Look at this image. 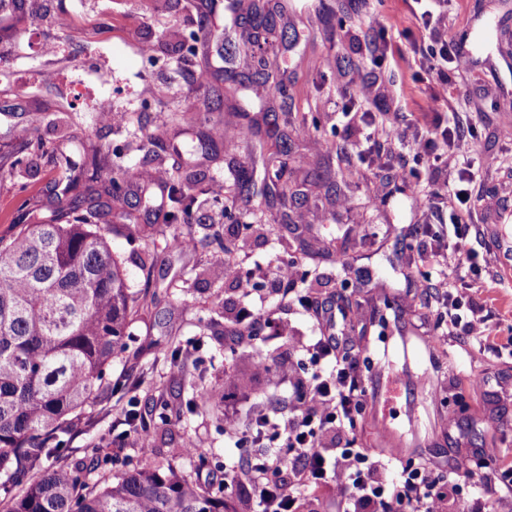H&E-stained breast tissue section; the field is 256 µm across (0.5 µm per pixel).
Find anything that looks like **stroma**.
Here are the masks:
<instances>
[{
	"mask_svg": "<svg viewBox=\"0 0 512 512\" xmlns=\"http://www.w3.org/2000/svg\"><path fill=\"white\" fill-rule=\"evenodd\" d=\"M281 2L277 26L287 30L288 41L276 43L271 65L287 73L288 98L273 110L294 144L296 176L323 177L292 217L295 224L315 225L340 247L349 265L344 275L335 263L312 259L298 235L277 222L275 206L237 187L239 169L256 168L257 148L239 134L241 120L224 99V73L242 80L251 75L249 56L237 50L236 22L250 0H30L25 9L0 15V237L17 232L22 198L45 196L53 179L48 156L25 147L36 138L55 148L86 139L105 154L119 153L125 164L165 174L183 163L194 131L223 129L221 167L192 168L189 185L195 196L221 198L238 216L232 222L209 207L195 208L185 232L194 248L171 253L153 252L137 232L105 221L102 233L139 299L140 316L108 370L112 392L90 409L93 425L74 427L50 465L89 463L101 448L111 454L113 469L143 466L135 436L114 429L133 397L144 424L158 432L157 459L221 490L230 512H253L246 485H224L225 470L243 468L254 454L225 435L224 416L247 421L273 409L287 415L294 378L305 373L300 347L325 328L268 290L241 295L212 262L221 241L231 244L238 266L248 271L294 258L297 288L319 300L364 298L350 343L359 356L378 360L381 374L397 379L399 393L394 414L363 418L358 447L376 454L398 442L406 457L442 471L476 452L512 460V402L495 398L496 391H512V351L484 353L464 336L427 350L422 336L431 310L407 305L430 274L418 258L430 241L423 228L447 223L448 214H426L403 182L361 153L367 130L350 118L354 112H382L396 125L430 128L447 121L435 77L402 59L441 40L472 44L470 65L449 77L461 96L463 126L478 130L463 136L460 152L497 159L474 191L472 221L477 227L490 223L502 202L512 200V145L501 132L512 120V0H448L447 14L427 27L416 15L415 0ZM62 9L76 17L74 30L56 27ZM195 35L201 57L179 53L180 44ZM368 35L383 37L387 45L381 64L360 49ZM46 42L55 44L54 53L42 51ZM202 72L203 89L196 82ZM357 75L362 86L346 91V78ZM78 84L88 96L82 107L71 100ZM131 112L140 113L143 125L135 139L124 121ZM311 116L318 117L319 129L302 134ZM19 153L25 162L16 167L12 161ZM352 224L376 226L378 233L351 236ZM469 244L495 282L476 295L487 314V332L495 342L506 341L512 336V279L500 273L484 233H471ZM260 307L286 319L289 331L264 338L251 358L238 347L249 323L237 315ZM258 357L272 362L271 372L256 370ZM130 376L139 381L131 392L123 384ZM195 388L223 389L231 398L196 409L190 403ZM190 440L205 448V456L185 453Z\"/></svg>",
	"mask_w": 512,
	"mask_h": 512,
	"instance_id": "stroma-1",
	"label": "stroma"
}]
</instances>
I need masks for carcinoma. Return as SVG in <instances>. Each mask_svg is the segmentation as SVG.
<instances>
[{"label":"carcinoma","instance_id":"obj_1","mask_svg":"<svg viewBox=\"0 0 512 512\" xmlns=\"http://www.w3.org/2000/svg\"><path fill=\"white\" fill-rule=\"evenodd\" d=\"M265 67L258 58L259 99L286 97V84ZM240 115L247 138L270 135L269 120L261 124L245 109ZM272 146L261 181L250 176L243 186L295 208L301 198L284 180L288 143L277 138ZM54 165L46 198L23 202L29 223L0 237V504L4 512H224V498L169 462L96 480L84 468L44 465L103 393L139 316L100 220L140 173L108 164L83 143L59 152ZM194 203L179 171L142 189L138 200L168 225L190 223Z\"/></svg>","mask_w":512,"mask_h":512}]
</instances>
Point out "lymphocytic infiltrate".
Masks as SVG:
<instances>
[{"mask_svg": "<svg viewBox=\"0 0 512 512\" xmlns=\"http://www.w3.org/2000/svg\"><path fill=\"white\" fill-rule=\"evenodd\" d=\"M386 140H411L417 153L430 157L433 165L456 170L457 179L448 190V230L444 248L422 254V262L438 269H455L479 274V260L468 244L474 209V188L494 157H464L455 151L438 150V140L452 141L451 129L439 136L414 134L394 126H382ZM224 274L234 279L243 295H251L258 281L271 291L289 294L296 281L294 262L283 260L262 270L260 278H239L233 264ZM439 303L437 320L426 336L427 343L444 344L457 330L473 340L479 350L488 347L482 307L475 301L474 285L457 288L440 280L436 286ZM302 307L331 331L312 337L303 352L310 367L306 384L289 407L287 416L261 414L248 423L225 414L224 426L236 437L239 447L258 449L251 464L257 491L258 512H294L301 491L318 489L333 482L337 512H453L455 497L467 494L473 501L470 512H485V499L512 496V468L499 469L481 455L466 458L442 472L426 463L395 457L390 451L371 455L356 445L357 428L366 410L383 407L385 398L372 386L374 362L354 357L348 348L344 325L347 309L334 308L303 296ZM335 430V448L318 443L320 434Z\"/></svg>", "mask_w": 512, "mask_h": 512, "instance_id": "obj_1", "label": "lymphocytic infiltrate"}]
</instances>
